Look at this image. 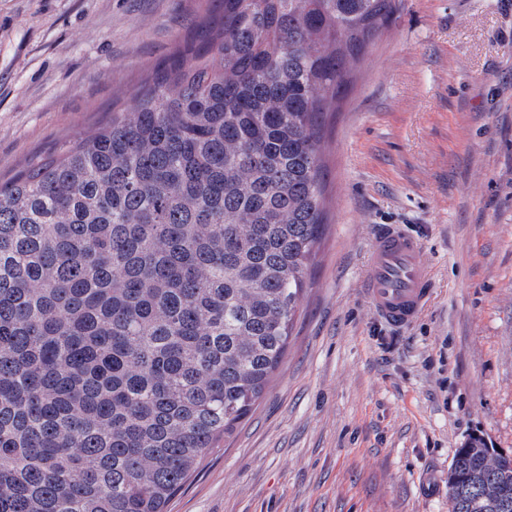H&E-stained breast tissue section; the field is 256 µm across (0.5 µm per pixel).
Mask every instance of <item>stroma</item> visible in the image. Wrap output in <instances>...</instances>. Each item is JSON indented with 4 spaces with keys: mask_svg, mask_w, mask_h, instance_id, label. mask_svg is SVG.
<instances>
[{
    "mask_svg": "<svg viewBox=\"0 0 512 512\" xmlns=\"http://www.w3.org/2000/svg\"><path fill=\"white\" fill-rule=\"evenodd\" d=\"M323 147L328 224L283 362L167 512H448L473 434L512 452V0H399ZM205 0H0V179L88 135ZM431 293L394 327L363 287L378 229Z\"/></svg>",
    "mask_w": 512,
    "mask_h": 512,
    "instance_id": "obj_1",
    "label": "stroma"
}]
</instances>
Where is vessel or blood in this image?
<instances>
[{
	"label": "vessel or blood",
	"mask_w": 512,
	"mask_h": 512,
	"mask_svg": "<svg viewBox=\"0 0 512 512\" xmlns=\"http://www.w3.org/2000/svg\"><path fill=\"white\" fill-rule=\"evenodd\" d=\"M364 287L380 317L396 326L412 323L431 291L417 238L383 229L372 243Z\"/></svg>",
	"instance_id": "b4317fda"
}]
</instances>
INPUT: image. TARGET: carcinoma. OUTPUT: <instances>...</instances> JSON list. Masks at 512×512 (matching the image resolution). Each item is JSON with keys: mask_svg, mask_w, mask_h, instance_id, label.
<instances>
[{"mask_svg": "<svg viewBox=\"0 0 512 512\" xmlns=\"http://www.w3.org/2000/svg\"><path fill=\"white\" fill-rule=\"evenodd\" d=\"M396 0H208L89 136L0 182V512H166L254 409L325 232L327 114ZM465 448L449 512L477 502Z\"/></svg>", "mask_w": 512, "mask_h": 512, "instance_id": "carcinoma-1", "label": "carcinoma"}]
</instances>
